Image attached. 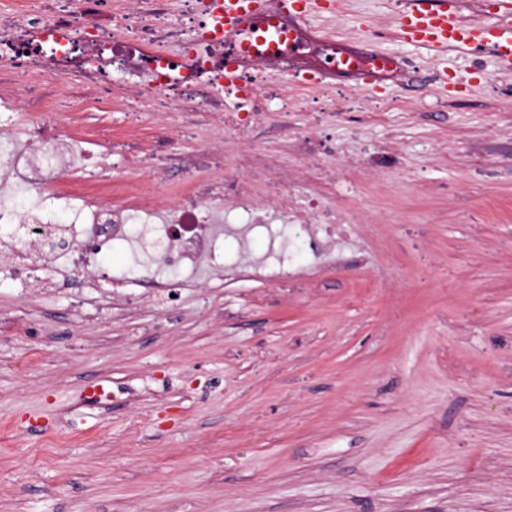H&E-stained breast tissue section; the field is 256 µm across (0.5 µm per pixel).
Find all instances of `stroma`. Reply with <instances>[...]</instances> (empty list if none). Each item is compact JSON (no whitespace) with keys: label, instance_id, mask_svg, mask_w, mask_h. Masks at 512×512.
<instances>
[{"label":"stroma","instance_id":"1","mask_svg":"<svg viewBox=\"0 0 512 512\" xmlns=\"http://www.w3.org/2000/svg\"><path fill=\"white\" fill-rule=\"evenodd\" d=\"M392 8L314 22L354 46ZM380 48L448 87L374 85L407 101L361 138L398 137L406 176L346 177L352 264L119 309L61 264L0 273V512H512V74Z\"/></svg>","mask_w":512,"mask_h":512}]
</instances>
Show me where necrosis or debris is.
<instances>
[{"label":"necrosis or debris","instance_id":"1","mask_svg":"<svg viewBox=\"0 0 512 512\" xmlns=\"http://www.w3.org/2000/svg\"><path fill=\"white\" fill-rule=\"evenodd\" d=\"M265 7L267 26L250 32L256 57L235 50L234 39H212L213 0H125L118 12L112 0H16L0 13V82L12 87L0 94V239L11 245L5 259L17 275L33 272L36 258L90 271L102 248L123 241L133 257L153 259L149 277L158 287H168L172 266L193 285L202 268L220 269L226 237L244 241L257 231L267 234L270 248L262 257L243 258L237 276L297 288L304 278L296 250L314 266L342 261L338 226L345 209L364 201L333 204L327 189L354 168L388 179L400 145L345 150L323 135L325 120H342L359 138L366 115L381 107L359 86L361 64L388 80L402 70L377 50L379 28H368L360 49L349 50L282 0H265ZM229 59L241 74L236 109L221 84ZM290 66L315 70L320 86L297 91L281 75ZM61 71L87 87L99 108L119 106L121 133L55 122L57 113L78 108L52 83ZM273 112L284 122L269 124ZM294 112L303 115V129L288 123ZM201 115L213 126L204 141L197 131ZM147 124L153 132L145 147L139 132ZM116 135L127 169L140 176L135 187L143 196L133 205L91 198L76 177L99 166L91 141ZM228 138L239 146L229 167ZM272 138L295 156V165L282 167L267 150ZM188 140L197 146L186 153L180 146ZM177 173L189 178L182 196L147 194V187L166 185ZM59 224L67 246L54 250L46 240Z\"/></svg>","mask_w":512,"mask_h":512}]
</instances>
